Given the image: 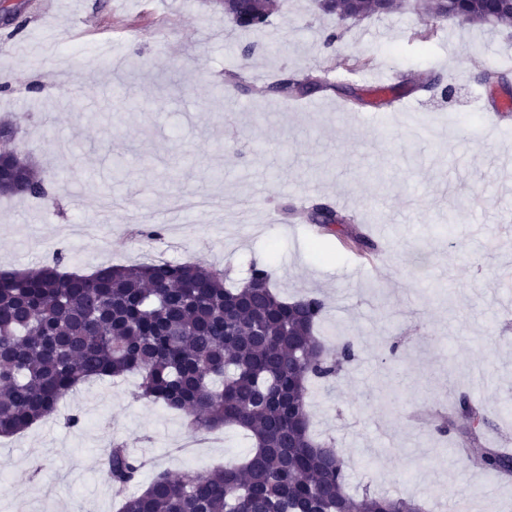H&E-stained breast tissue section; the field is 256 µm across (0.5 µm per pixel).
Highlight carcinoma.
Returning a JSON list of instances; mask_svg holds the SVG:
<instances>
[{"label": "carcinoma", "instance_id": "carcinoma-1", "mask_svg": "<svg viewBox=\"0 0 512 512\" xmlns=\"http://www.w3.org/2000/svg\"><path fill=\"white\" fill-rule=\"evenodd\" d=\"M341 23L342 0H317ZM406 7L387 0L377 8L360 0L367 17ZM276 0H229L230 22L260 31ZM490 0H450L462 24H487ZM281 72L270 86L278 96L304 98L334 88L325 78ZM15 126L0 124V182L5 197L48 196L44 175L11 147ZM323 228L345 224L329 206L312 214ZM52 263L26 272L0 271V436L23 432L57 416L61 400L92 379L137 373L138 397L190 418L195 431L245 430L251 451L241 463L204 473L156 475L130 494L143 463L115 442L106 476L119 493V512H421L406 497L368 490L347 492L348 465L332 445L310 432L311 380L337 378L355 357L347 339L329 345L315 335L325 302L317 295L281 298L268 270L252 266L246 282L226 286L224 271L197 263L160 262L101 266L90 275ZM455 414L461 464L512 476V454L483 442L487 413L459 394Z\"/></svg>", "mask_w": 512, "mask_h": 512}]
</instances>
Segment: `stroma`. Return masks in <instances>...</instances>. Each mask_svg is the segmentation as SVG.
Returning a JSON list of instances; mask_svg holds the SVG:
<instances>
[{"label": "stroma", "instance_id": "1", "mask_svg": "<svg viewBox=\"0 0 512 512\" xmlns=\"http://www.w3.org/2000/svg\"><path fill=\"white\" fill-rule=\"evenodd\" d=\"M24 28L0 26V121L26 115L15 146L46 173L50 199L0 201V270L45 264L56 227L117 207L102 233L81 238L89 274L157 253L244 277L265 266L286 299L320 293L326 342L353 340L357 358L330 384L311 387L312 433L334 441L348 491L418 500L450 512L455 490L481 479L496 492L476 512H512V479L447 466L456 437L419 428L449 413L460 393L497 418L488 444L512 448V195L495 159L512 155V116L500 130L482 115L512 97V28L438 23L429 40L420 9L346 22L322 45L330 17L314 0H286L264 31L240 30L217 0H52L22 10ZM240 43L256 47L248 64ZM125 56L120 68L102 56ZM361 59L365 68L344 62ZM322 68L330 90L302 99L271 94L281 70ZM242 77L241 86L228 82ZM439 75L455 101L403 87L426 130L379 134L371 86ZM361 97L336 109L334 85ZM176 195L217 197L219 217L173 223ZM350 198L348 216L378 245L363 255L340 227L311 230L300 201ZM159 230L150 239L149 230ZM138 376L90 381L61 415L0 438V512H117L103 480L113 442L144 466L133 491L242 461L237 428L198 440L185 415L136 399ZM78 414L77 428L63 417Z\"/></svg>", "mask_w": 512, "mask_h": 512}]
</instances>
